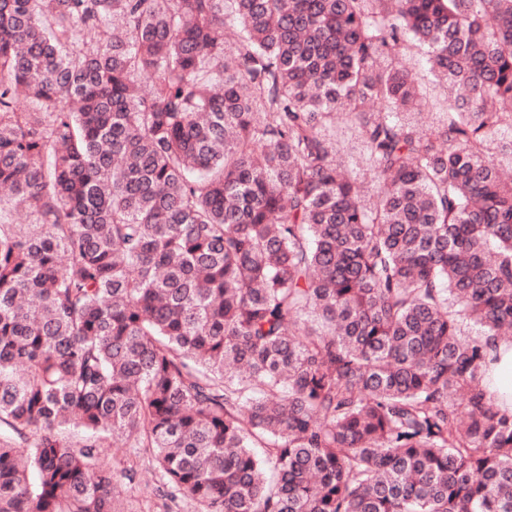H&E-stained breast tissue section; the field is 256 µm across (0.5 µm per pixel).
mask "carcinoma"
<instances>
[{"instance_id": "cac0c4a2", "label": "carcinoma", "mask_w": 512, "mask_h": 512, "mask_svg": "<svg viewBox=\"0 0 512 512\" xmlns=\"http://www.w3.org/2000/svg\"><path fill=\"white\" fill-rule=\"evenodd\" d=\"M499 147L512 0H0V512H512ZM448 96V90L443 84L426 83V106L421 115L405 116L406 122H412L419 131L430 132L434 129L436 121L441 117L443 105ZM333 125L338 155L350 161L351 174L357 181L365 184L370 183L372 175L365 162L366 151L358 133L354 128L345 123L344 117L341 114H336V120ZM500 353L499 360L493 364L491 376L497 390L496 403L512 412V345L507 342H496ZM162 481L159 476L151 475L150 473L145 474L141 478L139 484L122 487V500L123 507L125 510L130 512H145L153 506L154 502L157 501V495L159 492L157 489H161Z\"/></svg>"}]
</instances>
